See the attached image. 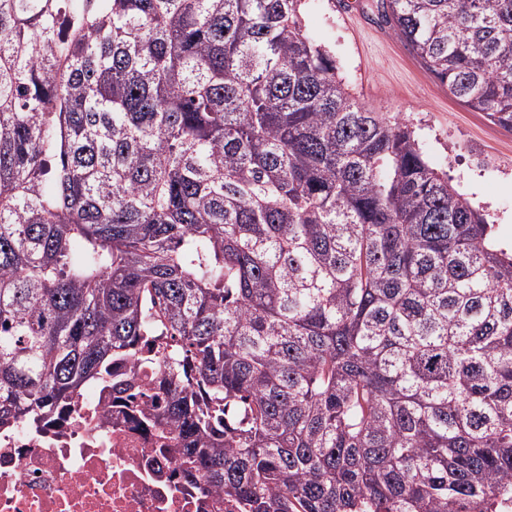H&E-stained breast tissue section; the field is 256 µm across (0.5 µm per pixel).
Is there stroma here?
Instances as JSON below:
<instances>
[{
    "instance_id": "obj_1",
    "label": "stroma",
    "mask_w": 512,
    "mask_h": 512,
    "mask_svg": "<svg viewBox=\"0 0 512 512\" xmlns=\"http://www.w3.org/2000/svg\"><path fill=\"white\" fill-rule=\"evenodd\" d=\"M302 24L365 105L407 124L427 160L512 247V130L456 101L387 23L380 0H301Z\"/></svg>"
}]
</instances>
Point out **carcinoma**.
Listing matches in <instances>:
<instances>
[{
	"mask_svg": "<svg viewBox=\"0 0 512 512\" xmlns=\"http://www.w3.org/2000/svg\"><path fill=\"white\" fill-rule=\"evenodd\" d=\"M298 2L0 0V431L94 389L245 512H488L512 252ZM382 5L512 129V0Z\"/></svg>",
	"mask_w": 512,
	"mask_h": 512,
	"instance_id": "1",
	"label": "carcinoma"
}]
</instances>
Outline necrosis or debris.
I'll use <instances>...</instances> for the list:
<instances>
[{
  "label": "necrosis or debris",
  "instance_id": "necrosis-or-debris-1",
  "mask_svg": "<svg viewBox=\"0 0 512 512\" xmlns=\"http://www.w3.org/2000/svg\"><path fill=\"white\" fill-rule=\"evenodd\" d=\"M110 427L89 429L92 417ZM176 449L90 392L40 429L0 433V512H238L223 495L180 482Z\"/></svg>",
  "mask_w": 512,
  "mask_h": 512
}]
</instances>
